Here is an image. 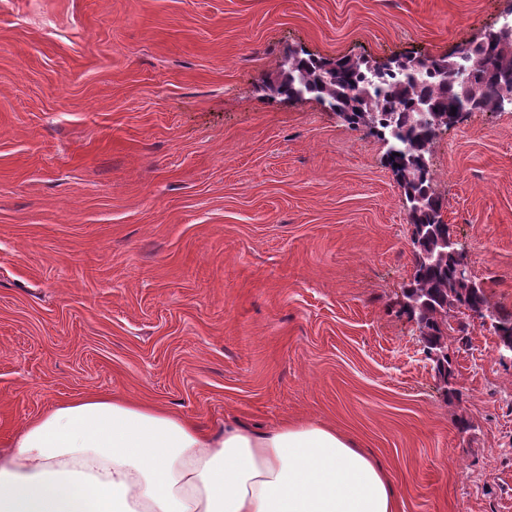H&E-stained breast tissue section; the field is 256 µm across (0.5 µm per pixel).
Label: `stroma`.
Returning a JSON list of instances; mask_svg holds the SVG:
<instances>
[{"label": "stroma", "mask_w": 512, "mask_h": 512, "mask_svg": "<svg viewBox=\"0 0 512 512\" xmlns=\"http://www.w3.org/2000/svg\"><path fill=\"white\" fill-rule=\"evenodd\" d=\"M507 0H0V448L127 395L204 427L309 420L387 467L397 512H512V367L471 316L447 402L401 308L414 259L377 129L270 95L283 58L450 54ZM512 312V111L431 156Z\"/></svg>", "instance_id": "1"}]
</instances>
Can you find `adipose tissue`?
I'll return each mask as SVG.
<instances>
[{"mask_svg":"<svg viewBox=\"0 0 512 512\" xmlns=\"http://www.w3.org/2000/svg\"><path fill=\"white\" fill-rule=\"evenodd\" d=\"M0 512H396L381 464L335 427L206 430L116 395L67 399L0 449Z\"/></svg>","mask_w":512,"mask_h":512,"instance_id":"1","label":"adipose tissue"}]
</instances>
